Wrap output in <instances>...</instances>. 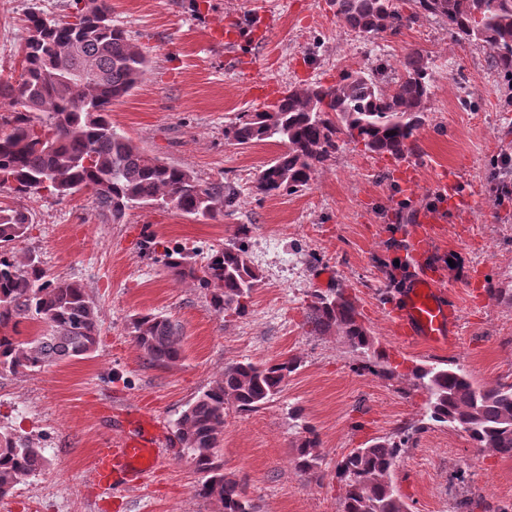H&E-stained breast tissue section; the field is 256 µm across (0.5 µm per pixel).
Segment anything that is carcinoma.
Segmentation results:
<instances>
[{
  "label": "carcinoma",
  "instance_id": "1",
  "mask_svg": "<svg viewBox=\"0 0 512 512\" xmlns=\"http://www.w3.org/2000/svg\"><path fill=\"white\" fill-rule=\"evenodd\" d=\"M403 14L396 0H329L336 18L350 29L374 36L396 33L421 15L448 23L450 39L481 42L492 52L498 74L512 83V0H412ZM66 19L41 10L26 14L35 40L21 46L22 71L15 81L0 80V189L19 195L46 191L64 198L86 190L97 208L118 223L126 211L171 207L183 214L215 219L234 208L237 192L224 177L209 181L150 155L112 125V105L142 81L149 60L127 32L112 24L109 0H69ZM78 48L81 61L101 72L103 81L75 92L59 64ZM403 76L387 89L376 73L352 71L331 86L292 88L266 109L239 112L224 136L240 145L274 140L282 151L256 178L264 196L298 192L331 161L342 145L357 142L376 154L402 157L416 140L432 88V68L418 52L401 61ZM33 224L21 205H0V371L35 374L60 360L82 359L98 345V310L79 281L48 278L40 255L13 252ZM165 266L177 281L196 280L209 291L218 314L243 315L246 299L261 280L244 245L226 246L196 267L180 248L163 249ZM29 322L38 331L20 336ZM307 323L318 333L343 336L354 353L382 355L343 292L314 295ZM131 336L149 361L168 365L182 358L178 328L164 315L137 313ZM297 361L235 362L182 411L176 422L178 454L204 475L198 496L216 501L221 512H253L245 488L224 474L220 444L224 411L232 404L256 411L275 398ZM426 392L424 416L456 428L473 446L512 457V382L477 386L463 367L435 363L414 372ZM410 435L372 439L336 464L342 482V512H408L392 481V471ZM319 434L304 425L296 467L319 470ZM44 449L32 439L0 430V497L45 469Z\"/></svg>",
  "mask_w": 512,
  "mask_h": 512
}]
</instances>
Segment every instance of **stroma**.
<instances>
[{
  "mask_svg": "<svg viewBox=\"0 0 512 512\" xmlns=\"http://www.w3.org/2000/svg\"><path fill=\"white\" fill-rule=\"evenodd\" d=\"M113 24L151 58L138 88L112 107V123L146 152L203 180L224 177L239 191L233 213L199 221L173 209H135L120 223L101 216L84 192L47 193L0 202L27 207L33 224L17 253L41 254L51 277L83 283L97 305L100 341L84 360L29 376L0 373V427L32 438L48 464L0 498V512H218L196 495L201 474L177 453L133 490L100 496L92 462L113 439L116 413L153 415L168 443L186 405L225 367L240 361L293 358L298 368L282 392L256 411L228 406L220 455L226 475L243 485L255 512H341L336 463L353 448L401 428L393 481L409 512H512V457L477 451L448 426H422L426 401L413 372L451 361L479 385L512 381V188L488 175L512 156V105L484 44H457L436 17H419L399 33L360 35L341 23L328 0H109ZM59 18L65 0H0V78L18 77L25 14ZM242 34L238 68L224 64V29ZM428 57L434 87L424 122L406 155L415 184L395 174L389 155L348 143L310 186L267 197L255 179L281 151L272 141L240 145L225 138L236 113L274 103L278 91L335 84L377 59L398 64ZM447 198L428 239L440 288L460 312L450 348L404 344L389 311L409 270L396 268L407 228L438 192ZM158 241L207 254L244 243L261 280L245 316L216 314L198 282L174 281L160 254L141 247L144 227ZM493 288L509 299L490 296ZM343 290L393 375L367 370L342 336L312 332V296ZM160 312L181 330L182 359L149 363L129 322ZM315 426L323 464L298 473L301 423ZM465 475L458 486L456 475Z\"/></svg>",
  "mask_w": 512,
  "mask_h": 512,
  "instance_id": "obj_1",
  "label": "stroma"
}]
</instances>
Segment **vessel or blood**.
Here are the masks:
<instances>
[{"instance_id":"obj_1","label":"vessel or blood","mask_w":512,"mask_h":512,"mask_svg":"<svg viewBox=\"0 0 512 512\" xmlns=\"http://www.w3.org/2000/svg\"><path fill=\"white\" fill-rule=\"evenodd\" d=\"M428 216H421L407 239L405 254L415 266L404 283L393 310V327L405 343L423 342L433 347L453 344L459 311L436 282L427 263ZM166 443L154 420L147 415L135 421L132 434L115 446L95 452L94 466L105 487H136L142 478L156 471L165 458Z\"/></svg>"}]
</instances>
